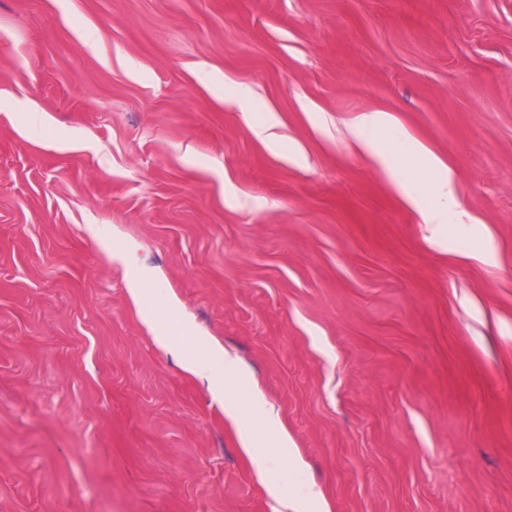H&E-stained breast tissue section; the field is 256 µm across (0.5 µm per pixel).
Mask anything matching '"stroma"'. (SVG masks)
<instances>
[{"mask_svg": "<svg viewBox=\"0 0 512 512\" xmlns=\"http://www.w3.org/2000/svg\"><path fill=\"white\" fill-rule=\"evenodd\" d=\"M363 112L455 170L444 247ZM128 255L297 463L259 481ZM303 482L512 512V0H0V512H285L268 484Z\"/></svg>", "mask_w": 512, "mask_h": 512, "instance_id": "35a3bbf8", "label": "stroma"}]
</instances>
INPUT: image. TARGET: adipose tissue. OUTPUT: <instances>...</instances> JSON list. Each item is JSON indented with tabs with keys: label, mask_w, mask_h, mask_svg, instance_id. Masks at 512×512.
<instances>
[{
	"label": "adipose tissue",
	"mask_w": 512,
	"mask_h": 512,
	"mask_svg": "<svg viewBox=\"0 0 512 512\" xmlns=\"http://www.w3.org/2000/svg\"><path fill=\"white\" fill-rule=\"evenodd\" d=\"M354 136L358 145L375 157L406 202L421 210L423 221L431 230V242L442 243L458 207L453 171L421 147L399 152L401 137L393 129L387 113L361 114L355 123ZM127 292L155 343L172 353L182 370L202 381L213 397L227 402L226 416L240 430L242 450L253 454L257 443L266 444L267 454L256 456L258 476L266 477L279 460L292 458L291 440L280 424L277 411L260 395L249 393L246 409L234 405L235 397L249 392L251 381L238 357L220 344L197 348L190 327H183L178 335L162 327L154 312L155 305L171 310L175 303L166 289L158 286L149 269L132 265Z\"/></svg>",
	"instance_id": "adipose-tissue-1"
}]
</instances>
